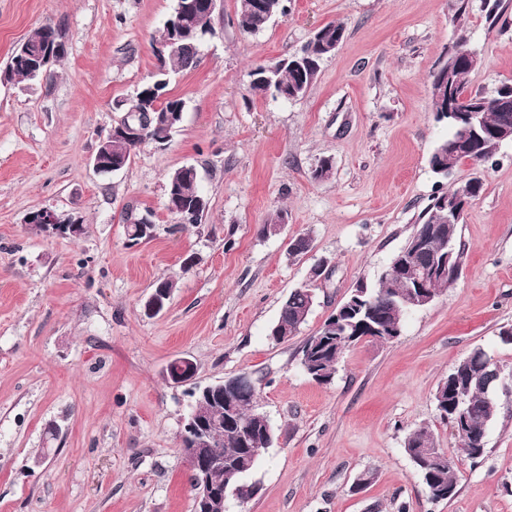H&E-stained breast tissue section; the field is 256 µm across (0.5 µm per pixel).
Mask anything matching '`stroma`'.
Returning <instances> with one entry per match:
<instances>
[{
  "label": "stroma",
  "instance_id": "obj_1",
  "mask_svg": "<svg viewBox=\"0 0 512 512\" xmlns=\"http://www.w3.org/2000/svg\"><path fill=\"white\" fill-rule=\"evenodd\" d=\"M457 0H287L254 35L223 0L216 36L177 76L185 102L166 146H141L113 174L92 156L158 64L152 41L175 0H0V71L42 25L64 55L36 83L0 79V512H194L180 447L188 386L166 378L191 359L205 386L251 374L275 443L254 474L262 490L243 512H512V142L482 166L436 176L428 159L450 133L432 111L430 81L459 33ZM489 26L472 0L464 33L477 52L469 91L512 81V0ZM340 22L346 39L308 93L254 94L257 66L299 50ZM329 179H313L322 159ZM194 165L207 209L176 229L166 183ZM480 175L484 187L458 226L465 264L401 335L347 351L328 385L311 380L301 349L360 280L375 282L430 199ZM82 217V238H48L29 212ZM288 222L264 227L278 210ZM150 214L155 238L127 244L126 215ZM313 247L293 257V238ZM324 262L330 272L300 333L268 335L283 299ZM177 286L157 316L141 305L159 278ZM482 348L502 372L484 457L459 442L434 395L455 362ZM428 428L457 459L455 497L433 502L405 454ZM374 483L355 490L366 470Z\"/></svg>",
  "mask_w": 512,
  "mask_h": 512
}]
</instances>
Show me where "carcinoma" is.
<instances>
[{"label": "carcinoma", "mask_w": 512, "mask_h": 512, "mask_svg": "<svg viewBox=\"0 0 512 512\" xmlns=\"http://www.w3.org/2000/svg\"><path fill=\"white\" fill-rule=\"evenodd\" d=\"M196 11L187 19L194 28V44L200 45L213 32L211 17L204 13L202 0H194ZM256 0H240L237 23H252L250 33L256 34L267 27L259 21L255 12ZM346 28L341 23L324 26L315 41H307L299 51L267 64L269 80L265 83L251 82V90L274 99L294 100L304 97L315 81L320 65L336 49V42L345 38ZM59 38L55 28L40 26L27 36L24 50L13 49L4 77L25 81L29 73L39 65L43 44ZM310 58L304 71L293 67L294 61ZM200 62V53L190 50L159 60L157 69L169 73L195 69ZM477 64V53L465 34H460L453 43L447 63L432 76L431 102L435 118L446 122L451 129L448 138L439 142L433 150L429 165L434 174L446 178L461 162L474 165L486 162L502 144L495 131L512 127V104L500 103V90L490 94L470 95L471 104L479 110L481 121L469 127L464 114L453 115L447 104L457 102L466 95L472 71ZM166 87L157 89L147 99V89L135 96L127 114L130 121L149 110L154 103L160 112H168L180 99L165 94ZM168 137L164 126L150 128L144 139L121 148L122 153L132 155L144 144ZM169 179L175 191L174 205L178 210L192 208L201 193L198 189V174L182 167L174 170ZM483 182L474 177L452 185L446 192L433 197L413 225L405 245L389 259L386 269L373 285L357 284L343 301L344 307L336 309L309 336L303 347L301 365L304 372L319 384H329L336 375L343 355L354 345L362 342H389L400 336L409 313L422 304L409 297V288L402 280L399 266L408 258L427 264L433 257L448 259V272L433 277L426 288L436 297L458 279V271L464 264V247L457 241L456 224H447L448 205L461 197L475 201L482 194ZM426 234L424 250L416 255L409 253L415 239ZM177 282L172 276L155 282L152 293L162 305H167ZM313 285L304 284L290 291L283 301L279 315L270 326L268 336L277 340H288L296 336L307 322L314 302ZM367 319L378 326L375 332H363L357 336L350 333L348 324ZM501 381L499 367L490 362V357L481 348L473 349L460 360L438 383L435 392L436 409L442 420L448 423L460 443L467 448L487 451V428L497 415L495 389ZM258 396L253 379L233 377L223 382L211 400L201 404L193 400V406L206 412L212 421L209 429L211 455L224 461V469L213 473V482L224 491V503L219 509L227 512V500L234 499L243 504L260 492L258 482L251 476L258 469L267 449L273 443V427L265 414L256 409ZM436 449L432 433L425 427L407 434L404 451L416 466L428 498L433 502L448 501L457 493L458 466L444 455L441 459H430L425 453Z\"/></svg>", "instance_id": "carcinoma-1"}]
</instances>
